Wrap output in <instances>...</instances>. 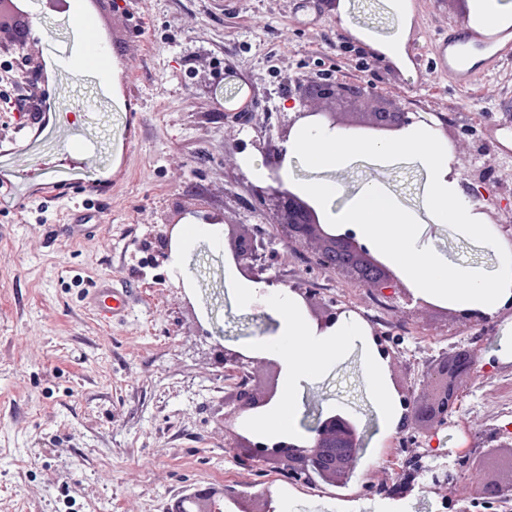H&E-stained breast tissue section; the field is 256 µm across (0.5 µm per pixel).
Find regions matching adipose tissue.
<instances>
[{
	"mask_svg": "<svg viewBox=\"0 0 512 512\" xmlns=\"http://www.w3.org/2000/svg\"><path fill=\"white\" fill-rule=\"evenodd\" d=\"M357 152L384 158L413 155L431 172L429 208L436 220L463 230L476 220L474 205L458 194L459 177L449 165L447 143L429 130L412 125L394 138L374 141L358 140L342 131H304L288 143L286 156L302 158L311 167L337 166ZM306 192L320 207L327 223L355 225L358 234L379 249L417 296L487 314L512 300V247L499 239H487L499 255L498 267L490 273L477 265L453 263L432 252L398 201L378 186H365L339 209L333 206L335 198L343 193L339 185L313 184ZM382 212L391 215V223L378 222Z\"/></svg>",
	"mask_w": 512,
	"mask_h": 512,
	"instance_id": "adipose-tissue-1",
	"label": "adipose tissue"
}]
</instances>
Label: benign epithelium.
Masks as SVG:
<instances>
[{
    "mask_svg": "<svg viewBox=\"0 0 512 512\" xmlns=\"http://www.w3.org/2000/svg\"><path fill=\"white\" fill-rule=\"evenodd\" d=\"M291 106L295 112L279 135L283 142L288 140L296 125L312 131L373 127L398 133L414 123L405 107L397 102L379 101L373 88L363 83L299 82ZM271 151L272 158L267 162L268 182L251 186V192L276 215L275 232L280 239L311 248L316 264L324 270L350 275L358 284L381 294L393 293L397 288L408 293L396 273L387 263L376 260V255L353 230L327 223L313 200L283 187L279 170L286 152L275 145L271 146ZM224 241L228 244V257L245 278L267 284L273 281L267 275L266 243L262 237L255 233L243 235L238 225L226 224ZM291 291L307 306L319 329L336 323L341 311L321 310L317 293L306 284L297 283ZM215 356L225 371L246 376V382L224 399V422L234 426L244 414L258 412L275 399L276 376H271L263 386L252 379L253 365L260 359L221 344L215 345ZM475 365V354L468 347H459L434 363L427 376L437 389L423 403L413 405V414L422 417L423 423L431 429L447 424L456 401L455 389L449 385L448 378L452 374L467 375L473 372ZM309 432L307 439L301 442L276 437L264 442L234 430L229 446L244 449L249 457L272 461L277 470L295 481L308 483L318 478L347 485L356 470L355 458L365 447L356 420L341 411L327 412L316 418ZM510 491L512 485L505 487L497 481L486 480L479 486L478 495L500 498ZM186 502L195 507L194 512H223L224 509L223 493L215 487L196 490Z\"/></svg>",
    "mask_w": 512,
    "mask_h": 512,
    "instance_id": "obj_1",
    "label": "benign epithelium"
}]
</instances>
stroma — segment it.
<instances>
[{
  "label": "stroma",
  "instance_id": "stroma-1",
  "mask_svg": "<svg viewBox=\"0 0 512 512\" xmlns=\"http://www.w3.org/2000/svg\"><path fill=\"white\" fill-rule=\"evenodd\" d=\"M299 0H102L98 20L112 48L107 72L59 66L44 101L53 119L40 134L0 112V169L13 195L0 197V512H171L199 487L231 499L269 498L271 512H487L465 453L484 448L512 416V355L499 347L512 310L469 323L403 296L374 312L373 290L321 270L307 248L275 241L267 251L277 284L307 283L330 309L346 308L390 348L385 381L417 387L429 363L457 346L477 352V373L459 385L461 407L447 425L378 437V409L354 347L298 392L300 427L318 413L350 414L366 437L358 476L346 489L283 482L273 466L224 440V397L237 385L216 364L215 344L238 348L273 334L261 308L237 306L223 242L197 241L176 272L160 239L185 210L218 212L229 224L271 233L276 221L252 196L248 160L264 159L288 121V92L317 77L364 82L436 126L459 175L481 178L492 196L475 209L469 233L434 221L430 174L416 159L353 154L341 166L295 169L308 184L333 182L344 198L374 183L412 215L423 242L456 262L494 268L487 232L512 228V132L487 136L512 68L468 91L428 70H397L372 41L403 29L402 56L422 52L430 32L462 24L454 0H408L400 20L389 0H340L316 21ZM29 46L14 50L20 79L40 77L35 48L74 57L67 10L30 4ZM234 74L214 76L216 61ZM82 140V157L66 147ZM104 186L92 210L98 229L72 239L61 231L88 180ZM131 289L128 309L104 321L88 307L96 283ZM419 467L404 498L382 487ZM454 481L435 488L431 476Z\"/></svg>",
  "mask_w": 512,
  "mask_h": 512
}]
</instances>
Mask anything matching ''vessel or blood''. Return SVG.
I'll list each match as a JSON object with an SVG mask.
<instances>
[{
  "label": "vessel or blood",
  "mask_w": 512,
  "mask_h": 512,
  "mask_svg": "<svg viewBox=\"0 0 512 512\" xmlns=\"http://www.w3.org/2000/svg\"><path fill=\"white\" fill-rule=\"evenodd\" d=\"M82 28L88 34L87 67L111 65V56L103 55L100 51L101 42L95 35V20L83 16ZM431 45L432 55L426 62L427 69L438 72L452 85L466 89L502 62L512 59V18L506 16L490 23L473 11L465 26H452L436 32ZM127 299L126 291L104 284L94 288L89 296L91 306L107 318L125 311Z\"/></svg>",
  "instance_id": "b4317fda"
}]
</instances>
